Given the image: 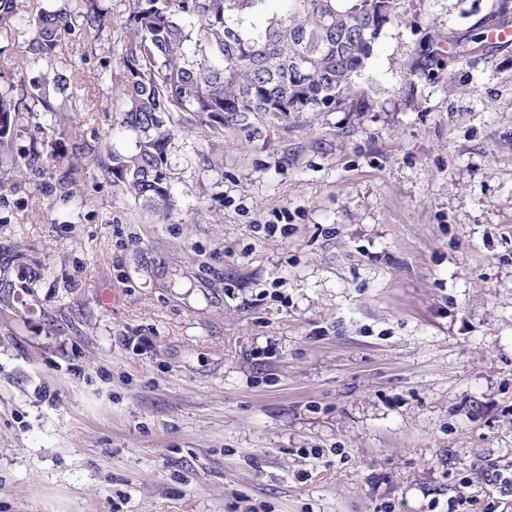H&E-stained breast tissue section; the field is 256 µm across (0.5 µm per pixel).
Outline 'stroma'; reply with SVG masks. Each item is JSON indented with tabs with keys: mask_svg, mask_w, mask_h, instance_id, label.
<instances>
[{
	"mask_svg": "<svg viewBox=\"0 0 512 512\" xmlns=\"http://www.w3.org/2000/svg\"><path fill=\"white\" fill-rule=\"evenodd\" d=\"M105 4L100 34L40 66L69 76L74 124L28 101L0 157V512H512L497 0H405L365 111L174 131L165 221L103 170L134 147L129 0ZM60 7L83 0H19L1 90L29 85ZM427 34L441 54L418 71ZM74 28L70 13L63 9L42 10L36 20V31L28 44L27 61L36 65L55 55Z\"/></svg>",
	"mask_w": 512,
	"mask_h": 512,
	"instance_id": "obj_1",
	"label": "stroma"
}]
</instances>
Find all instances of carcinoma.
<instances>
[{"label":"carcinoma","mask_w":512,"mask_h":512,"mask_svg":"<svg viewBox=\"0 0 512 512\" xmlns=\"http://www.w3.org/2000/svg\"><path fill=\"white\" fill-rule=\"evenodd\" d=\"M402 0H132L125 42V126L132 152H112L105 172L146 211L173 210L171 130L165 117L189 116L202 138L250 132L257 114L279 123L290 112L366 107L355 87L383 29L401 18ZM108 9L85 0L81 26L100 33ZM74 28L70 13L43 10L28 44L36 65L55 55ZM68 76L47 72L31 84L55 121L70 118ZM20 102L0 91V155L9 147Z\"/></svg>","instance_id":"1"}]
</instances>
